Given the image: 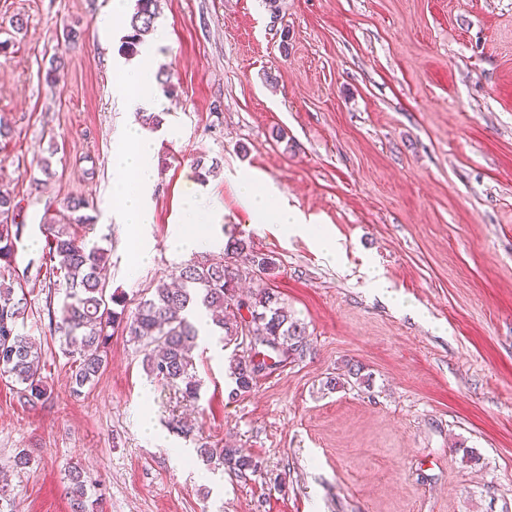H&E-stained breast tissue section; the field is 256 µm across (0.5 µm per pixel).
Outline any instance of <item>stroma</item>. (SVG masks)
Segmentation results:
<instances>
[{
  "mask_svg": "<svg viewBox=\"0 0 512 512\" xmlns=\"http://www.w3.org/2000/svg\"><path fill=\"white\" fill-rule=\"evenodd\" d=\"M107 3L0 0L12 126L0 182L21 226L0 273L27 293L50 391L30 406L0 379V465L31 457L11 476L14 512H70L72 466L98 482V512H512V0H160L148 70L167 67L177 91L152 132L153 257L136 271L112 195V144L138 121L112 66L136 0L108 28ZM199 159L215 172L199 178ZM251 175L329 229L337 261L259 231L238 195ZM190 193L214 211L211 255L238 238L275 261L240 277L236 297L279 292L306 328L304 355L236 397L232 352L208 337L193 351V404L151 383L143 348L118 330L105 371L73 395L47 316L45 213L94 200L86 236L108 249L107 288L132 308L182 262L169 237ZM370 264L411 311L369 288ZM331 377L341 388L326 389ZM145 414L161 441L145 437ZM179 419L257 471L176 462L194 449Z\"/></svg>",
  "mask_w": 512,
  "mask_h": 512,
  "instance_id": "obj_1",
  "label": "stroma"
}]
</instances>
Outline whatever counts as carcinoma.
I'll list each match as a JSON object with an SVG mask.
<instances>
[{
    "instance_id": "obj_1",
    "label": "carcinoma",
    "mask_w": 512,
    "mask_h": 512,
    "mask_svg": "<svg viewBox=\"0 0 512 512\" xmlns=\"http://www.w3.org/2000/svg\"><path fill=\"white\" fill-rule=\"evenodd\" d=\"M158 18L157 0H136L135 12L129 20V32L123 37L122 49L134 54L143 37L154 29ZM18 208L15 197L0 191V262L9 266L15 260V241L19 225L14 223ZM95 210L94 201L75 196L67 198L64 211L44 217L42 228L48 245V260L58 273L53 281L59 295L57 307L49 311L54 334L60 336L62 353L71 360V389L75 394L92 383L104 370L112 329L123 326L129 336L145 347L144 365L157 382L178 389L182 398H199L192 351L200 338L204 312L213 310L221 317L215 326L221 331L224 346H234L230 378L232 393L243 395L253 389L266 361L250 353H239L245 342L247 322H260L262 331L273 347L264 356L282 363L295 359L307 350L306 331L301 323L288 315L279 296L270 288L259 290L245 303H236L238 273L223 261L208 255H196L181 264L178 285L158 284L150 297L142 298L129 310L126 301L115 293H107L102 271L108 261L107 250L79 235V227L89 223ZM241 261L262 274H268L274 262L247 252L239 240L225 247ZM121 310H115V307ZM28 300L23 288L0 280V377L19 385L20 401L34 406L47 399L48 385L43 375L45 361L41 347L25 333ZM251 320H246V317ZM199 460L215 463L233 471L256 470L257 464L240 448H213L200 438L195 442ZM71 512H93L91 484L80 468L66 475Z\"/></svg>"
}]
</instances>
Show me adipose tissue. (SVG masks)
<instances>
[{
    "instance_id": "1",
    "label": "adipose tissue",
    "mask_w": 512,
    "mask_h": 512,
    "mask_svg": "<svg viewBox=\"0 0 512 512\" xmlns=\"http://www.w3.org/2000/svg\"><path fill=\"white\" fill-rule=\"evenodd\" d=\"M112 155L123 173L122 179L113 186L112 193L120 221L129 232L132 266L137 269L149 263L153 256L152 246L143 228L152 221L149 196L155 185L154 143L138 126L130 125L124 128L113 144ZM238 190L244 206L261 217V229L274 231L284 238H307L326 259L335 260L338 245L334 235L306 223L303 215L288 206L276 190L249 177L239 182ZM184 212L182 224L170 239L173 252L178 254L197 251L207 243L201 229L206 219L197 200L188 201Z\"/></svg>"
}]
</instances>
